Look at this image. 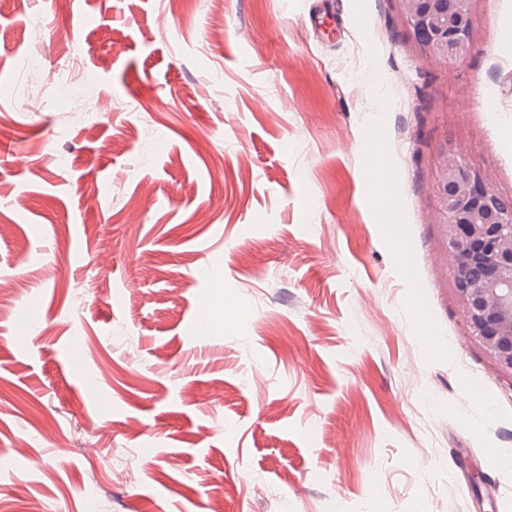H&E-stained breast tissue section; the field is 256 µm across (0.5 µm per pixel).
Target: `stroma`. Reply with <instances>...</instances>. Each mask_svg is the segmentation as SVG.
<instances>
[{
	"mask_svg": "<svg viewBox=\"0 0 512 512\" xmlns=\"http://www.w3.org/2000/svg\"><path fill=\"white\" fill-rule=\"evenodd\" d=\"M473 11L441 67L396 0H0V512H512L435 220L444 145L512 197V0ZM86 83L76 68L66 78L55 82L56 96L65 103L66 112H82Z\"/></svg>",
	"mask_w": 512,
	"mask_h": 512,
	"instance_id": "obj_1",
	"label": "stroma"
}]
</instances>
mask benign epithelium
<instances>
[{
  "instance_id": "1",
  "label": "benign epithelium",
  "mask_w": 512,
  "mask_h": 512,
  "mask_svg": "<svg viewBox=\"0 0 512 512\" xmlns=\"http://www.w3.org/2000/svg\"><path fill=\"white\" fill-rule=\"evenodd\" d=\"M406 32L440 65L468 58L474 0H398ZM438 223L445 225L454 291L472 336L512 377V199L457 152L440 151Z\"/></svg>"
}]
</instances>
